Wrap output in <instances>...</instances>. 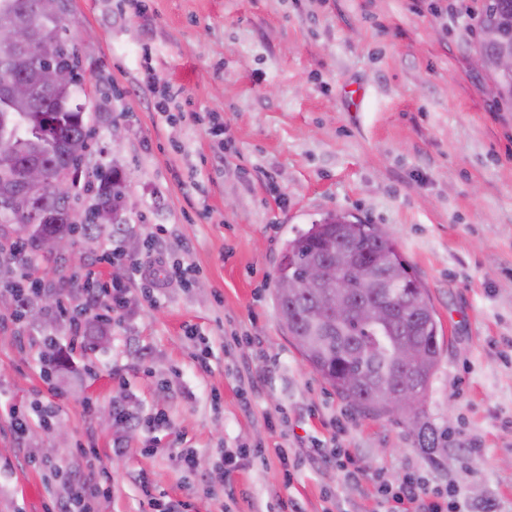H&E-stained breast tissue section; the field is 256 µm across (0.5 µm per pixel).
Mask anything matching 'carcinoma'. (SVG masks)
I'll return each mask as SVG.
<instances>
[{"label": "carcinoma", "instance_id": "1", "mask_svg": "<svg viewBox=\"0 0 512 512\" xmlns=\"http://www.w3.org/2000/svg\"><path fill=\"white\" fill-rule=\"evenodd\" d=\"M34 0H0V33L18 20L41 35L45 58L64 62L79 73L80 62L67 39L69 12L67 0L55 16H46L33 8ZM512 16V0H484L479 27L491 23L495 13ZM11 78L34 87L31 98L0 93V141L12 142L18 156L9 166L0 164V179L16 176L28 159H38L49 175L60 170L74 175L86 150L90 128L84 107L75 103V90L46 91L36 86L31 57L17 55L0 47V77ZM38 214L48 216L41 232L69 236L81 229L92 236L102 229L94 212L76 222L69 196L63 191H49L31 203ZM337 247L350 248L362 262L377 256L392 257L405 264L395 242L377 224L352 221L340 213H330L320 222L285 244L283 256L294 258L290 274L302 275L311 260ZM351 303L358 309L374 303L390 304L394 319L380 325L358 315L346 323L329 325L316 319L325 302L313 288H302L292 296H276L277 312L282 325L292 337L312 369L356 409L375 415L416 414L412 407L396 404L392 389L404 381H413L426 390L435 375L441 355L439 327L430 298L418 278L394 288L377 291L359 286L352 289ZM404 345H414L421 356L420 365L410 370L400 365L397 352ZM418 445L427 452L441 448L442 436L425 426L418 428Z\"/></svg>", "mask_w": 512, "mask_h": 512}]
</instances>
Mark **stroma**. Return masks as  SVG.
Listing matches in <instances>:
<instances>
[{
    "label": "stroma",
    "instance_id": "35a3bbf8",
    "mask_svg": "<svg viewBox=\"0 0 512 512\" xmlns=\"http://www.w3.org/2000/svg\"><path fill=\"white\" fill-rule=\"evenodd\" d=\"M481 5L70 0L91 128L70 202L85 215L89 177L114 167L126 226L72 236L36 277L53 295L94 269L125 284L129 303L107 328L85 312L76 365L50 390L44 363L70 343V323L53 304L16 317L20 274L0 266V512H51L87 480L84 446L112 478L95 512H153L152 497L191 512H276L281 498L337 512L347 496L373 512L376 475L412 468L456 483L473 512H512V112L471 65ZM148 66L158 87L182 90L169 111L138 89ZM329 212L382 225L433 304L442 352L418 421L442 432L435 453L416 444L418 421L354 410L279 320L283 244ZM107 243L118 257L98 264ZM161 260L192 274L145 285L136 264ZM246 365L249 392L238 381ZM117 406L134 425L115 421ZM161 411L169 427H151ZM338 444L363 458L357 490L321 461L296 462L284 485L275 448ZM240 445L262 454L220 474L221 449ZM183 448L196 451V473L183 472ZM52 464L70 480L52 479Z\"/></svg>",
    "mask_w": 512,
    "mask_h": 512
}]
</instances>
